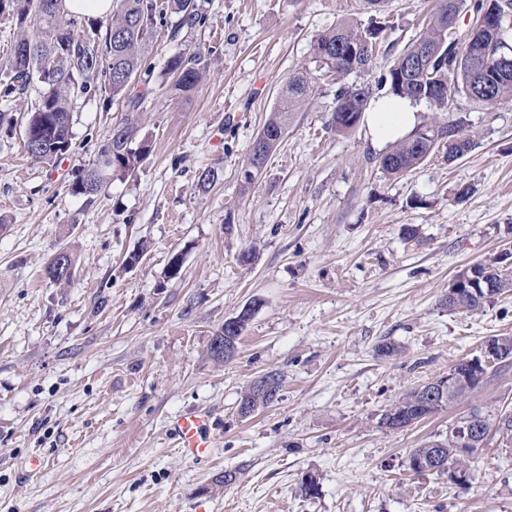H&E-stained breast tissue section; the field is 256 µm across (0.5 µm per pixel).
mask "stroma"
<instances>
[{
	"instance_id": "stroma-1",
	"label": "stroma",
	"mask_w": 512,
	"mask_h": 512,
	"mask_svg": "<svg viewBox=\"0 0 512 512\" xmlns=\"http://www.w3.org/2000/svg\"><path fill=\"white\" fill-rule=\"evenodd\" d=\"M202 2L194 33L165 15L150 82L131 86L148 94L146 160L94 200L73 181L125 122V102L90 80L71 104L70 152L45 164L24 149L43 86L0 97L15 118L0 126V512H512V447L481 450L463 489L406 467L461 412L512 414V363L465 402L398 431L379 425L403 392L512 336V291L479 313L445 303L457 274L512 250V102L461 101L473 149L396 178L369 163L365 126L332 129L336 85L321 78L246 188L238 172L283 84L358 0ZM438 4L386 0L379 66ZM191 49L206 73L171 95L167 60ZM208 168L220 178L203 191ZM60 250L76 261L66 286L44 275ZM246 306L233 358L212 359V337ZM381 343L395 354L378 355ZM270 373L278 400L240 416L244 389ZM190 409L211 419L202 461L169 431ZM229 470L239 479L216 485Z\"/></svg>"
}]
</instances>
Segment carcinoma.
<instances>
[{"label":"carcinoma","instance_id":"obj_1","mask_svg":"<svg viewBox=\"0 0 512 512\" xmlns=\"http://www.w3.org/2000/svg\"><path fill=\"white\" fill-rule=\"evenodd\" d=\"M363 9L373 13L369 22L344 19L335 27L316 34L311 43L318 71L336 81V105L333 127L345 134L359 125L373 97L369 83L348 84L344 79L351 73H372L377 70L380 45L391 28L387 19H377L384 0H362ZM512 9V0H440L436 11L392 63L379 71L376 85L389 87V94L406 98L414 104L422 101L440 112L442 108L431 102L435 88L444 92L447 111H452L458 97L499 103L512 100V45L507 37L512 22L503 21L502 13ZM467 11L482 16L486 26L465 33L448 29V11ZM16 17L25 29L11 46L0 82V95L10 97L22 94L29 86L25 68L18 65L15 53L30 51L29 68L51 60L53 66L43 82L45 92L34 111L29 113L25 127L41 136L42 146L32 158L54 163L71 149V96L87 90V81L100 76L108 100H126L127 111H143L145 94L128 96L130 85L141 75H150L145 67L150 39L157 20L170 12L178 16L177 30L194 31L205 26L207 13L198 0H113L112 11L90 24V29L77 36V20L64 6V0H0V14ZM205 69L204 57L198 51L171 56L165 67L163 84L176 94H185L196 88ZM312 73L304 70L288 78L278 95L274 108L264 122L259 135L266 137L262 154L249 155V162L264 167L268 158L282 143L288 130L291 114L313 91ZM364 95L363 106L356 119L345 117L347 104L358 95ZM113 138L104 144L97 159L85 168L73 183V190L89 198L106 188L112 177L128 175L138 168L149 152L147 141L138 138V124L130 117L120 128L113 130ZM474 140L461 118L447 120L433 117L417 124L411 132L388 149L369 157L381 171L399 177L423 164L436 153L453 162L462 158L473 147ZM488 274L493 288L480 298L448 302V310L477 312L493 296L512 288V275L503 273L498 259L480 264ZM252 310L242 311L238 328L229 327L217 333L224 343L236 345ZM269 388V395L278 396L280 379L273 374L254 381L241 394L240 401L256 411L271 403L262 395L261 384ZM481 383L477 378L458 394L443 401H431L423 396L420 387L406 391L382 414L380 424L390 430L411 426L439 411L453 407ZM486 427L508 437L512 435V414L503 413L496 420L486 419ZM440 454L460 471L470 470L473 455L456 446L451 436L431 440L412 449L406 467L421 475L431 468L420 465Z\"/></svg>","mask_w":512,"mask_h":512}]
</instances>
